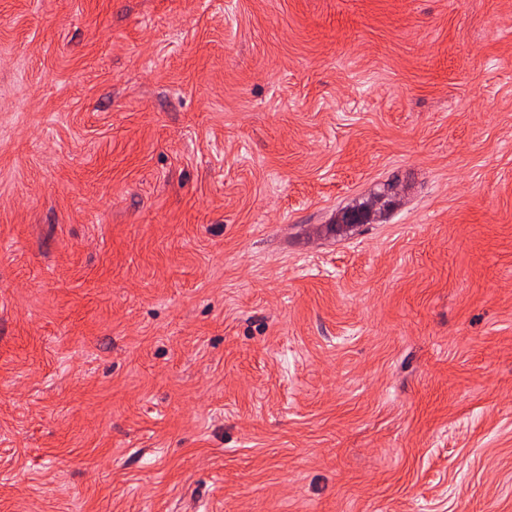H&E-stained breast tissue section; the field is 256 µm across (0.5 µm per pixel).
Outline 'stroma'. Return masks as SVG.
<instances>
[{
  "instance_id": "1",
  "label": "stroma",
  "mask_w": 512,
  "mask_h": 512,
  "mask_svg": "<svg viewBox=\"0 0 512 512\" xmlns=\"http://www.w3.org/2000/svg\"><path fill=\"white\" fill-rule=\"evenodd\" d=\"M0 512H512V0H0Z\"/></svg>"
}]
</instances>
